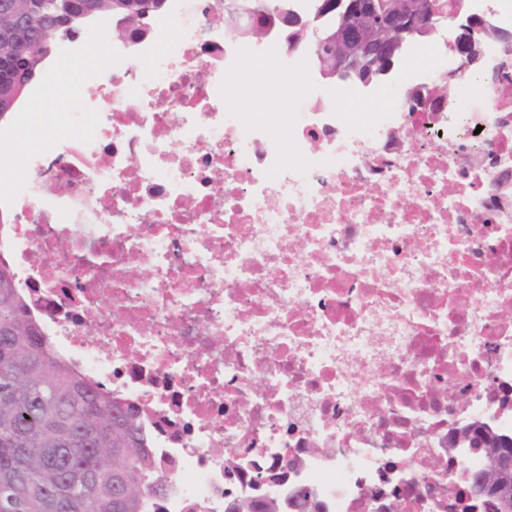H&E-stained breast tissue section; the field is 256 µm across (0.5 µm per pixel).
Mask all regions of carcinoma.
Listing matches in <instances>:
<instances>
[{
  "instance_id": "cac0c4a2",
  "label": "carcinoma",
  "mask_w": 512,
  "mask_h": 512,
  "mask_svg": "<svg viewBox=\"0 0 512 512\" xmlns=\"http://www.w3.org/2000/svg\"><path fill=\"white\" fill-rule=\"evenodd\" d=\"M325 33L334 13L313 14ZM372 58L377 81L400 60ZM497 448L512 457V434L477 421L448 447ZM137 412L59 360L28 303L0 278V512H149L152 484L166 480Z\"/></svg>"
}]
</instances>
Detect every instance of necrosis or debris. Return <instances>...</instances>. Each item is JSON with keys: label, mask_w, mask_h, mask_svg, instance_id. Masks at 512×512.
I'll list each match as a JSON object with an SVG mask.
<instances>
[{"label": "necrosis or debris", "mask_w": 512, "mask_h": 512, "mask_svg": "<svg viewBox=\"0 0 512 512\" xmlns=\"http://www.w3.org/2000/svg\"><path fill=\"white\" fill-rule=\"evenodd\" d=\"M221 4L166 0L150 37L79 47L94 93L28 153L0 259L58 356L137 407L164 512H224L259 466L327 512H486L481 456L448 436L512 433V44L480 39L445 103L449 37L370 89L326 85L281 36L226 41ZM252 60L277 118L230 106Z\"/></svg>", "instance_id": "1"}]
</instances>
